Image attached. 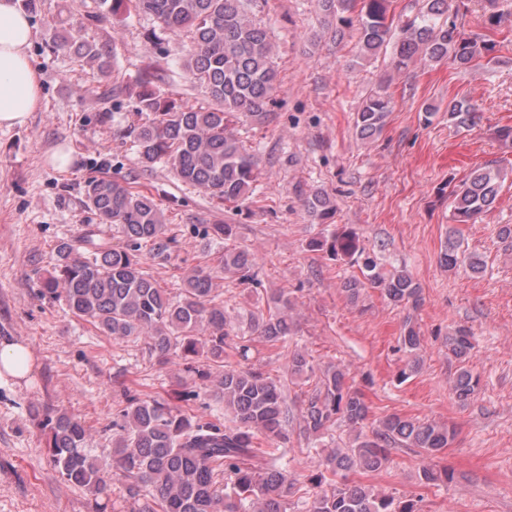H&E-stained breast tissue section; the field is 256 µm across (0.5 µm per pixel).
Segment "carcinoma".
<instances>
[{
	"instance_id": "carcinoma-1",
	"label": "carcinoma",
	"mask_w": 512,
	"mask_h": 512,
	"mask_svg": "<svg viewBox=\"0 0 512 512\" xmlns=\"http://www.w3.org/2000/svg\"><path fill=\"white\" fill-rule=\"evenodd\" d=\"M256 2L103 0L113 16L133 10L152 17L162 32L189 36L191 46L178 61L202 90L205 102L187 106L162 94L154 83L159 69L147 63L128 88L143 116L134 128L138 162L146 169L162 164L182 183L222 202L248 197L258 180V160L239 140L236 127L243 122L262 126L274 115L277 73L268 32L251 15ZM355 5L356 0H321L323 10L341 25L351 23L345 13ZM389 6L390 0H361L359 43L365 58L377 55L387 41L393 24ZM450 8L449 0H421L418 13L401 26L402 38L392 57L395 71L407 69L419 56L429 62L449 60L463 69L482 58L488 66L495 63L485 40L461 33ZM61 46L83 58H102L100 49L89 42L66 39ZM392 105V95L382 87L366 96L355 119L359 139L367 141L382 132ZM474 112L475 105L469 101L448 102V122L458 129L470 127ZM503 179L499 168H478L452 189L454 223L472 224L491 208ZM85 197L99 223L118 228L125 247L89 236L88 255L82 256L70 244H59L57 263L38 280V294L63 302L102 336L144 339L161 365L178 354L205 356L218 367L214 377L197 371L199 378L212 379L205 394L232 419L219 425L187 414L166 399L128 392L126 406L109 426L113 452L94 454L93 435L82 419L60 412L43 423L49 430L48 455L57 473L65 482L85 489L97 512L116 482L126 486L137 504L133 512H289V498L300 488L288 472L285 454L257 446L260 433L288 442L285 396L281 386L260 369L224 364V346L233 329L214 288V280L223 273L241 283L258 282L256 258L228 249L219 269H195L172 294L157 285L136 255L148 246L153 256L166 257L174 243L154 200L108 178L89 181ZM305 206L323 224L336 213L330 196L322 191L311 193ZM308 247L359 266L361 277H351L342 285L352 302L373 288L396 306L413 310L421 306L420 286L404 270L380 268L361 246L355 229L343 225L328 237L311 240ZM440 264L449 272L461 265L473 274L484 270V261L461 250L460 239L453 235L448 236ZM288 309V299L281 297L274 302V310L257 321L255 328L263 341H288L292 326ZM401 343L411 355L410 371H418L421 342L409 317ZM472 349L468 328L459 326L448 334V355L461 363L453 391L462 402L471 398L479 384L466 366ZM287 369L298 378L313 373L307 355L299 351L288 355ZM368 415L369 406L363 394L348 384L346 369L326 370L322 389L305 400V430L321 435L341 422L357 434L350 447L334 448L322 459V471L310 478L305 490L304 512H419L416 500L397 501L352 475L386 466L393 444L419 448L433 458L451 444L454 429L395 414L380 421L368 436L360 433ZM452 479L446 467L430 466L421 472L426 484Z\"/></svg>"
}]
</instances>
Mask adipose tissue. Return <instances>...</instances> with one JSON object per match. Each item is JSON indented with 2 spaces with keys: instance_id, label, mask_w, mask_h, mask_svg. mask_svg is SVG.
I'll use <instances>...</instances> for the list:
<instances>
[{
  "instance_id": "1",
  "label": "adipose tissue",
  "mask_w": 512,
  "mask_h": 512,
  "mask_svg": "<svg viewBox=\"0 0 512 512\" xmlns=\"http://www.w3.org/2000/svg\"><path fill=\"white\" fill-rule=\"evenodd\" d=\"M35 27L16 0H0V128L21 127L43 106L39 71L30 53ZM35 366L29 345L0 341V382H29Z\"/></svg>"
}]
</instances>
